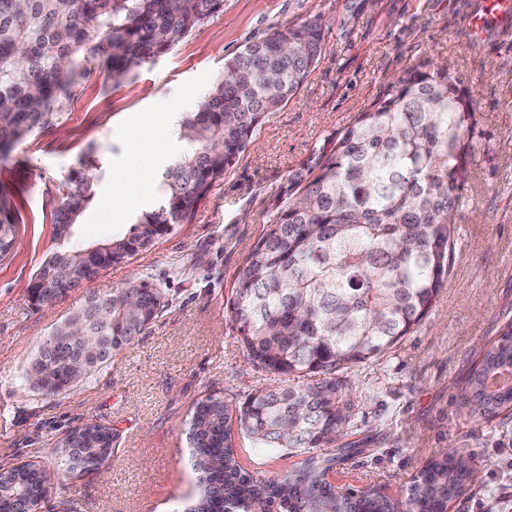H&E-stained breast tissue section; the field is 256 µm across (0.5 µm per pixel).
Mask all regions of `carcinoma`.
Here are the masks:
<instances>
[{"instance_id": "1", "label": "carcinoma", "mask_w": 512, "mask_h": 512, "mask_svg": "<svg viewBox=\"0 0 512 512\" xmlns=\"http://www.w3.org/2000/svg\"><path fill=\"white\" fill-rule=\"evenodd\" d=\"M224 0H0V158L53 124L81 80L105 70L115 86L175 49L222 12ZM326 49L319 20L288 24L224 62V75L180 126L186 150L164 172L160 201L127 233L94 245L60 247L35 273L28 294L67 292L65 265L85 275L147 251L235 165L262 125L303 85ZM476 108L450 64L417 60L386 81L350 124L327 140L275 198L274 218L235 272L225 304L248 361L277 385L240 404L208 394L188 415L199 493L184 512H399L374 487L340 490L328 478L336 462L363 452L336 445L355 424L345 373L396 346L429 317L448 282L458 244L454 216L471 175ZM98 160L89 152L62 183L55 224H76L96 197ZM16 245L10 202L0 197V258ZM90 297L109 307L96 325L107 356L87 377L143 335L169 306L165 290L135 276ZM31 364L49 371L48 393L72 389L68 358L46 340ZM512 323L483 349L467 375L460 406L476 422L512 407ZM257 448L304 455L278 479L257 478L238 462L235 434ZM326 452L315 454L313 450ZM110 448L64 447L63 471L89 474ZM215 457L220 469L206 467ZM43 469L25 464L0 473V512L41 508ZM473 472L472 457L446 448L413 478L406 512H448Z\"/></svg>"}]
</instances>
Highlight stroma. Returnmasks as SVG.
Returning a JSON list of instances; mask_svg holds the SVG:
<instances>
[{
	"instance_id": "stroma-1",
	"label": "stroma",
	"mask_w": 512,
	"mask_h": 512,
	"mask_svg": "<svg viewBox=\"0 0 512 512\" xmlns=\"http://www.w3.org/2000/svg\"><path fill=\"white\" fill-rule=\"evenodd\" d=\"M478 0H224L223 13L120 86L106 71L83 80L65 112L0 161V197L17 227L0 259V469L32 463L51 484L40 512H181L197 492L187 439L191 406L218 393L241 402L270 379L247 360L224 313L234 274L272 218V197L323 144L367 107L381 85L423 57L453 63L472 87L478 124L471 179L458 210V258L432 314L377 361L348 373L357 403L351 438L362 454L336 464L339 486L384 489L405 502L411 478L438 451L475 458L474 479L448 512H512V416L475 423L460 409L463 379L483 346L512 322V43L497 30L468 36ZM315 18L327 48L303 86L261 128L236 164L148 251L117 264L53 305L32 308L28 285L57 246L61 183L87 153L99 159L97 195L73 240L128 230L155 204L164 170L183 151L175 126L224 73V62L273 28ZM156 149L132 152L137 123ZM151 171L143 181V171ZM150 276L169 308L111 363L67 392L44 395L20 374L53 328L90 293ZM111 428L112 454L90 475L64 473L55 452L87 423ZM241 466L280 477L296 462L237 437Z\"/></svg>"
}]
</instances>
